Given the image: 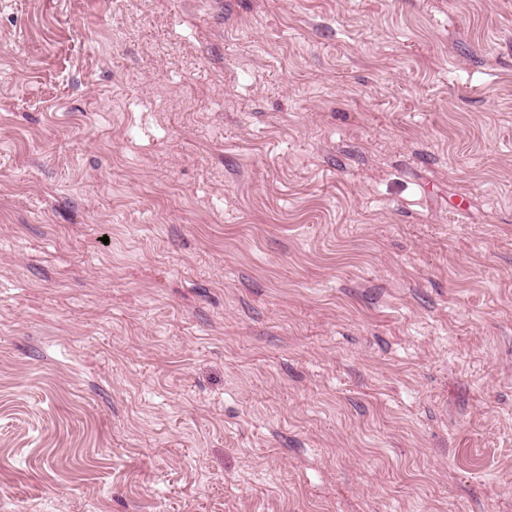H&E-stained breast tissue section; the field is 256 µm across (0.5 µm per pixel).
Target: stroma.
Segmentation results:
<instances>
[{
    "mask_svg": "<svg viewBox=\"0 0 512 512\" xmlns=\"http://www.w3.org/2000/svg\"><path fill=\"white\" fill-rule=\"evenodd\" d=\"M0 512H512V0H0Z\"/></svg>",
    "mask_w": 512,
    "mask_h": 512,
    "instance_id": "35a3bbf8",
    "label": "stroma"
}]
</instances>
